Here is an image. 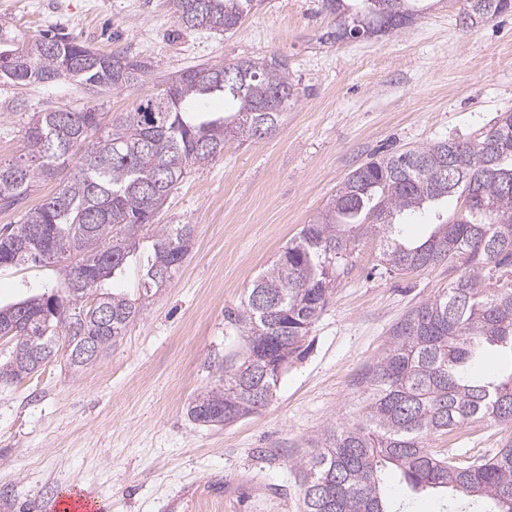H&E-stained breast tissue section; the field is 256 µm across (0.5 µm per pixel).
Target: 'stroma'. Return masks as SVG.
Masks as SVG:
<instances>
[{
  "instance_id": "stroma-1",
  "label": "stroma",
  "mask_w": 512,
  "mask_h": 512,
  "mask_svg": "<svg viewBox=\"0 0 512 512\" xmlns=\"http://www.w3.org/2000/svg\"><path fill=\"white\" fill-rule=\"evenodd\" d=\"M467 0H433L402 32L325 40L335 16L318 0H263L227 33L187 30L168 0H0V20L29 39L48 29L103 54L148 62L128 91L90 94L73 81L0 83V158L16 155L32 113L99 105L130 111L182 71L229 59L279 57L300 87L272 136L229 143L192 168L156 210L158 224L195 235L171 284L101 361L74 373L49 361L0 383V491L12 508L46 512L84 490L112 512H303L297 464L330 425L356 419L355 397L391 327L457 275L437 266L395 275L379 265V235H358L348 268L273 400L227 426H200L186 408L214 365L238 347L224 312L310 223L355 168L382 147L465 141L512 111V13L471 28ZM54 266L0 269V302L57 285ZM512 429L479 421L426 447L489 458Z\"/></svg>"
}]
</instances>
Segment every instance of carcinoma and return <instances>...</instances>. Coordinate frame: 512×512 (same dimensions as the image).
I'll use <instances>...</instances> for the list:
<instances>
[{"instance_id": "obj_1", "label": "carcinoma", "mask_w": 512, "mask_h": 512, "mask_svg": "<svg viewBox=\"0 0 512 512\" xmlns=\"http://www.w3.org/2000/svg\"><path fill=\"white\" fill-rule=\"evenodd\" d=\"M257 0H170L177 24L189 30L230 31ZM339 28L396 33L420 12L422 0H321ZM195 4L202 16L186 19ZM512 12V0H469L472 27ZM149 65L104 55L74 38L45 34L26 42L0 21V81L53 84L69 78L92 92L141 84ZM221 95L231 110L210 117L200 104ZM298 84L279 59H230L189 69L132 111L102 126L95 107L36 112L23 152L0 161V210L21 211L0 232V267L78 262L64 286L48 287L0 305V333L9 356L0 381H20L57 356L81 372L100 361L124 335L141 306L106 281L122 276L141 235L151 248L140 264L139 296L170 283L184 263L192 224H155V210L195 166L207 165L231 140L274 134ZM60 179L35 208L23 202L39 183ZM464 203L453 221L435 224L421 243L407 241L398 221ZM383 226L381 265L387 273L455 263L461 274L397 322L388 346L365 373L360 419L327 428L300 463L304 512H400L385 493L396 472L414 492L450 494L467 505L492 501L512 512V442L488 459L452 450L436 454L431 435L455 432L476 420L512 425V372L474 377L468 367L487 349L512 354V112L486 134L375 155L342 182L325 209L302 227L254 282L237 308L224 311V328L242 340L214 373L213 384L189 404L187 416L224 426L267 406L288 363L327 305L340 267L353 250L354 231Z\"/></svg>"}]
</instances>
